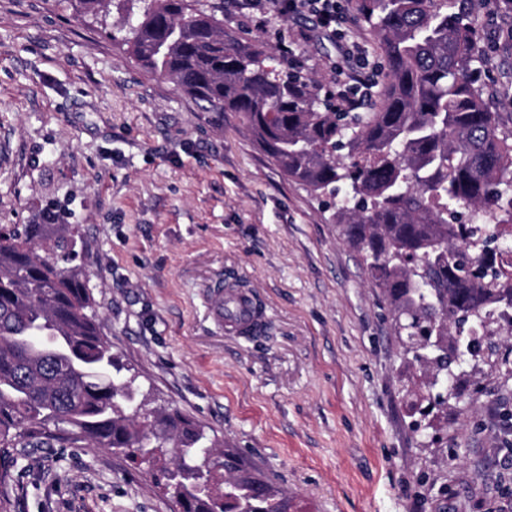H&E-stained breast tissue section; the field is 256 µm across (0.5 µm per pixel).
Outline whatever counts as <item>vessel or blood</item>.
Returning a JSON list of instances; mask_svg holds the SVG:
<instances>
[{"label": "vessel or blood", "instance_id": "1", "mask_svg": "<svg viewBox=\"0 0 512 512\" xmlns=\"http://www.w3.org/2000/svg\"><path fill=\"white\" fill-rule=\"evenodd\" d=\"M208 309L217 327L238 338L249 340L256 337L266 321L264 313L256 311L247 296L232 289H213Z\"/></svg>", "mask_w": 512, "mask_h": 512}]
</instances>
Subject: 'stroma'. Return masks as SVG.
<instances>
[{
  "instance_id": "1",
  "label": "stroma",
  "mask_w": 512,
  "mask_h": 512,
  "mask_svg": "<svg viewBox=\"0 0 512 512\" xmlns=\"http://www.w3.org/2000/svg\"><path fill=\"white\" fill-rule=\"evenodd\" d=\"M332 89L359 41L365 102L384 65L348 0L343 34L303 18L263 29L199 0ZM496 111L512 117V12L463 0ZM122 14L0 0V225L45 210L76 240L102 333L151 407L176 410L297 496L307 512H512V332L463 367L432 428L412 427L389 312L333 210L289 180L240 116L201 111L120 46ZM260 300L264 331L218 329L211 288ZM0 512H178L124 451L43 438L0 455Z\"/></svg>"
}]
</instances>
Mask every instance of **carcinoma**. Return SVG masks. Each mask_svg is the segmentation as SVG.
<instances>
[{
    "instance_id": "carcinoma-1",
    "label": "carcinoma",
    "mask_w": 512,
    "mask_h": 512,
    "mask_svg": "<svg viewBox=\"0 0 512 512\" xmlns=\"http://www.w3.org/2000/svg\"><path fill=\"white\" fill-rule=\"evenodd\" d=\"M140 2L122 38L136 61L204 110L239 113L289 179L343 192L335 224L408 337L406 363L446 386L460 348L479 347L496 318L512 327V246L499 243L512 228V121L477 86L476 35L455 0H357L386 69L373 112L336 111L196 0ZM75 257L63 224L0 228V451L61 424L74 442L182 469L180 512H302L238 449L139 398Z\"/></svg>"
}]
</instances>
